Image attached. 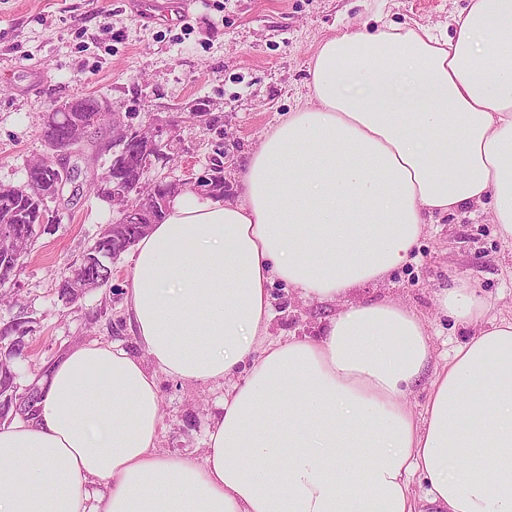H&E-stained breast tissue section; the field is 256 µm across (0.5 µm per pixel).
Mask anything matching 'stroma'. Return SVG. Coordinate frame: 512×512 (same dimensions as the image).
<instances>
[{
    "instance_id": "stroma-1",
    "label": "stroma",
    "mask_w": 512,
    "mask_h": 512,
    "mask_svg": "<svg viewBox=\"0 0 512 512\" xmlns=\"http://www.w3.org/2000/svg\"><path fill=\"white\" fill-rule=\"evenodd\" d=\"M135 0H0V185L19 186L47 152L42 117L56 105L93 97L135 129L162 128L170 159L147 182L189 181L205 174L218 150L232 163L225 199L238 194V174L265 133L308 99L312 55L337 31L359 28L388 7L391 19L447 27L468 0H196L186 17L146 22ZM211 124L184 119L196 103ZM55 221L39 233L11 283L0 288V363L19 395L71 348L91 340L138 352L127 317L130 253L112 263L109 286L68 303L57 285L69 267L118 217V208L84 192L50 201ZM458 283L476 288L491 314H512V244L482 209L426 225L413 259L391 278L360 289L365 301L392 298L427 319L437 358L471 335L438 313L437 293ZM272 336H313L333 305L304 299L282 283L270 289ZM26 343L15 353L14 327ZM163 451L202 455L206 428L224 396L220 386L158 377Z\"/></svg>"
}]
</instances>
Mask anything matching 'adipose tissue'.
<instances>
[{
	"label": "adipose tissue",
	"mask_w": 512,
	"mask_h": 512,
	"mask_svg": "<svg viewBox=\"0 0 512 512\" xmlns=\"http://www.w3.org/2000/svg\"><path fill=\"white\" fill-rule=\"evenodd\" d=\"M451 25L378 12L324 38L239 197L169 199L132 255L143 356L92 340L53 366L0 424V512H512V317L441 289L473 334L437 364L415 309L356 298L434 215L478 206L512 241V0ZM277 281L337 304L318 335L272 338ZM161 373L226 389L202 456L158 446Z\"/></svg>",
	"instance_id": "adipose-tissue-1"
}]
</instances>
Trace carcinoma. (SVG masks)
<instances>
[{
  "instance_id": "1",
  "label": "carcinoma",
  "mask_w": 512,
  "mask_h": 512,
  "mask_svg": "<svg viewBox=\"0 0 512 512\" xmlns=\"http://www.w3.org/2000/svg\"><path fill=\"white\" fill-rule=\"evenodd\" d=\"M99 108V101L92 98L64 102L56 114L63 116L65 122L45 124L42 127L49 150L55 153L66 145L68 122L90 116ZM103 148L113 151L111 167L116 169L120 179L135 187L142 178L144 168L152 161L163 158L167 146L157 145L147 152L140 142L132 138L119 147L109 142ZM55 169L53 160L47 156L40 164L29 169V174L35 177V186H0V236L19 243L27 253L38 231L50 228L53 223L46 208L47 200L63 196V177ZM207 185L210 186V195L217 198L224 196L227 183L222 159L212 160ZM173 192V182L159 183L152 188V195L158 200L153 223L163 220L168 197ZM123 206L127 209L126 217L107 225L71 273L61 278L58 288L62 299L73 302L91 290L108 285L112 278L110 262L133 246L150 228L148 224H136L133 221L136 210L143 206V197L136 194L125 201ZM7 255L5 250L0 252V287L12 281L18 268L13 260L5 259ZM37 401L38 392L35 391L13 407L8 404L1 406L0 416H7L11 409L26 416L32 413Z\"/></svg>"
}]
</instances>
